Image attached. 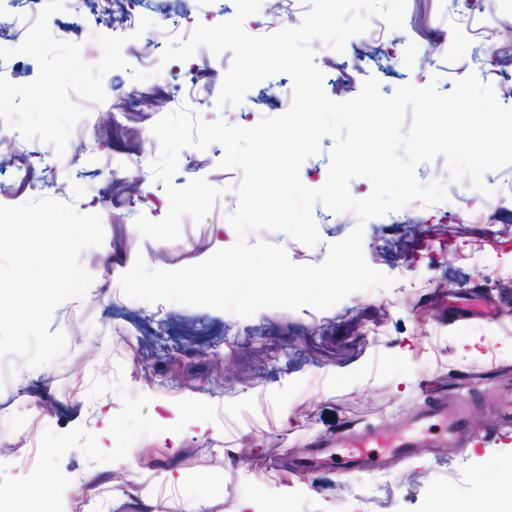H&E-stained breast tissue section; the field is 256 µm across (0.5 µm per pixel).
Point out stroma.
<instances>
[{
	"mask_svg": "<svg viewBox=\"0 0 512 512\" xmlns=\"http://www.w3.org/2000/svg\"><path fill=\"white\" fill-rule=\"evenodd\" d=\"M117 12L106 16L99 0H84L79 12L51 17L52 34L79 41L92 65L103 54L97 35L125 37L128 67L105 75L104 102H85L64 154L15 131L14 155L30 177L17 181L12 164L0 166V204L53 198L100 215L104 230L102 244L80 256L92 285L53 314L65 353L0 382V492L50 497L55 512H182L192 497L206 500L204 512H237L246 499L252 512L284 499L291 512H429L434 504L454 512L486 501L488 470L512 455V425L500 424L490 401L498 387L512 386V166L485 175L487 196L469 179L450 180L444 157L418 164V181L445 183L447 201H414L368 220L364 257L392 283L329 309L265 308L243 318L129 298L120 278L136 257L160 270L204 261L222 249L216 227L239 204L242 172L220 167L223 147L184 148L173 184L203 178L220 194L202 221L182 217L177 240L144 237L137 218L158 221L169 209L150 169L160 155L153 125L185 107L250 127L282 114L293 83L279 73L246 94V111L218 107L223 56L161 63L164 44L120 21L133 14L159 29L175 19L212 26L234 17V0H119ZM486 15L512 21V0H407L403 29L351 37L340 54L313 41L323 90L346 101L372 76L387 97L408 82L433 81L447 93L473 73L512 107V39L482 29ZM135 70L148 79L133 81ZM312 217L320 239L311 247L280 231L245 239L284 248L294 264L318 265L356 222L319 202ZM425 240L441 250L418 256ZM476 291L505 308L501 320L446 318L445 299ZM39 390L43 399L32 402ZM451 396L469 405L466 435L453 445H435L425 433L382 468H300L345 428L383 423L400 434L414 409ZM103 406L112 410L109 439L97 419ZM159 413L181 437L178 452L156 438ZM177 468L184 480L173 485L168 473Z\"/></svg>",
	"mask_w": 512,
	"mask_h": 512,
	"instance_id": "35a3bbf8",
	"label": "stroma"
}]
</instances>
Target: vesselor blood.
Returning a JSON list of instances; mask_svg holds the SVG:
<instances>
[{
	"mask_svg": "<svg viewBox=\"0 0 512 512\" xmlns=\"http://www.w3.org/2000/svg\"><path fill=\"white\" fill-rule=\"evenodd\" d=\"M444 308L458 319L495 320L500 316L497 304L481 301L474 296L449 299ZM468 418V406L463 402L427 406L410 420V436L395 437L385 427L343 431L337 434L335 450L329 458L340 471L380 467L397 453L412 448L417 433L439 425L453 435L464 427Z\"/></svg>",
	"mask_w": 512,
	"mask_h": 512,
	"instance_id": "b4317fda",
	"label": "vessel or blood"
}]
</instances>
